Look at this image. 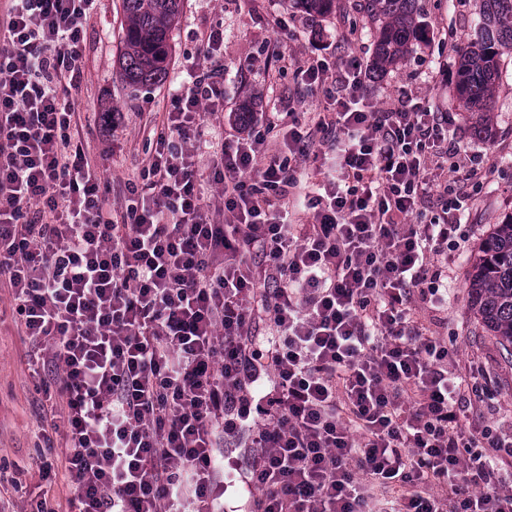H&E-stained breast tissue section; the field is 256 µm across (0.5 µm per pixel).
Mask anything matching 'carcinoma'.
<instances>
[{
    "label": "carcinoma",
    "mask_w": 512,
    "mask_h": 512,
    "mask_svg": "<svg viewBox=\"0 0 512 512\" xmlns=\"http://www.w3.org/2000/svg\"><path fill=\"white\" fill-rule=\"evenodd\" d=\"M184 0H122L120 77L133 90L166 77L170 35ZM306 14L322 17L334 0H293ZM417 0H365L377 25L372 69L384 75L405 61L425 29ZM512 51V0H479L475 38L458 52L457 98L475 131L492 134L502 55ZM467 294L480 323L495 336L512 363V220L494 225L472 260Z\"/></svg>",
    "instance_id": "1"
}]
</instances>
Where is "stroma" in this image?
<instances>
[{"label": "stroma", "instance_id": "1", "mask_svg": "<svg viewBox=\"0 0 512 512\" xmlns=\"http://www.w3.org/2000/svg\"><path fill=\"white\" fill-rule=\"evenodd\" d=\"M364 0H336L333 10L313 18L293 0H184L183 11L171 35L168 75L160 83L129 89L119 78L118 57L122 48L121 0H97L85 24L83 63L87 80L77 95L79 109L89 116L85 139L91 149L102 146L96 113L115 111L112 128L115 155L111 179L113 195H122L127 179L139 174L148 156L144 149L150 119L171 106L174 90L186 89L189 75L205 54L202 36L222 26L224 44L218 54L224 66V110L220 135L235 132L234 113L243 99L254 111L294 110L313 112L324 104L322 89L300 86L288 56L327 58L343 65L359 60L368 72L364 95L381 104L389 96L422 98L432 111L448 116V138L461 158L479 154L489 158L482 177H469L467 169L455 173L456 184L473 198L465 216V240L448 281V311L434 317L419 309L415 321L434 324L439 336L460 351L459 367L475 365L489 383L485 398L496 425L512 430V364L505 359L495 338L478 322L467 295L470 259L494 225L512 219V54L499 64L494 109V134L475 138L468 115L458 105V56L470 43L478 20L477 0H418L427 33L414 44L408 61L386 74H370L375 51V30L363 9ZM285 17L286 26L275 24ZM269 59L275 81L253 70L250 56ZM27 346L10 319L0 320V459L22 466V482L37 484L32 464L36 433L45 417L42 397L29 379Z\"/></svg>", "mask_w": 512, "mask_h": 512}]
</instances>
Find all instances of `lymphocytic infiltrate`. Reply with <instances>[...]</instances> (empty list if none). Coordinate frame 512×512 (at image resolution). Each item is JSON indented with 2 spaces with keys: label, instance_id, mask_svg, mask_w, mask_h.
I'll return each mask as SVG.
<instances>
[{
  "label": "lymphocytic infiltrate",
  "instance_id": "lymphocytic-infiltrate-1",
  "mask_svg": "<svg viewBox=\"0 0 512 512\" xmlns=\"http://www.w3.org/2000/svg\"><path fill=\"white\" fill-rule=\"evenodd\" d=\"M94 4L0 0V288L51 407L38 472L70 490L29 512H219L227 444L256 512H512L487 381L412 313L447 309L469 208L430 164L447 116L315 58L322 111L237 115L201 164L216 27L116 206L75 98Z\"/></svg>",
  "mask_w": 512,
  "mask_h": 512
}]
</instances>
